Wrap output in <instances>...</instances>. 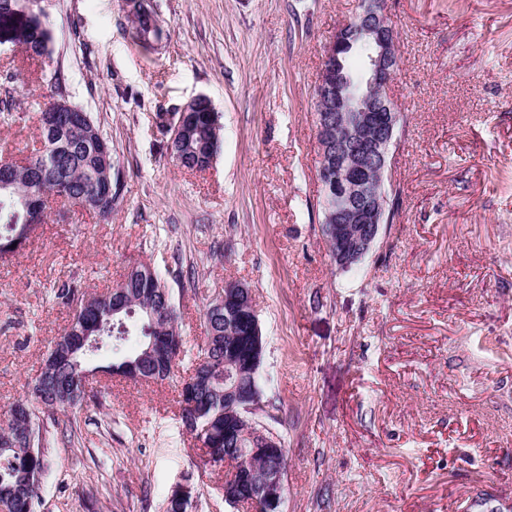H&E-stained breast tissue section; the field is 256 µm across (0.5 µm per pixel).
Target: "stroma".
<instances>
[{
	"mask_svg": "<svg viewBox=\"0 0 512 512\" xmlns=\"http://www.w3.org/2000/svg\"><path fill=\"white\" fill-rule=\"evenodd\" d=\"M161 42H133L125 0H44L50 59L21 60L20 120L36 136L42 74L112 146L108 216L51 213L0 262V413L25 396L85 291L162 270L189 353L230 281L253 291L267 340L259 421L288 451L281 512H512V0H386L405 116L392 164L399 213L360 269L332 262L317 204L315 89L323 47L360 0H150ZM207 97L218 157L179 168L162 115ZM181 384L102 387L97 409L43 416L37 512H234L224 470L179 425Z\"/></svg>",
	"mask_w": 512,
	"mask_h": 512,
	"instance_id": "1",
	"label": "stroma"
}]
</instances>
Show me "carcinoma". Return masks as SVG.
Here are the masks:
<instances>
[{
  "instance_id": "obj_1",
  "label": "carcinoma",
  "mask_w": 512,
  "mask_h": 512,
  "mask_svg": "<svg viewBox=\"0 0 512 512\" xmlns=\"http://www.w3.org/2000/svg\"><path fill=\"white\" fill-rule=\"evenodd\" d=\"M126 7L133 16V39L147 44L161 34L147 0H126ZM15 40L30 58L50 55L47 13L34 9L28 23L15 32ZM37 124L41 147H33L27 154L28 167L14 172L6 182L0 178V260L15 257L20 244L29 243L24 224L29 194L38 195L48 211L61 187L74 198L93 190H112V169L103 163L102 135L93 121L65 134L67 147L60 151L49 144L42 121ZM220 131L218 113L204 107L189 113L185 132L179 137L178 166L190 171L203 167L218 152ZM53 292L56 299L72 307L71 320L43 364L45 369H54L58 384L33 380L29 395L13 403L0 419V503L11 512H35L40 499V480L46 469L44 448L49 444L39 423L40 414L80 411L96 403L97 396L84 384L77 386L78 396L72 395L71 387L81 372L149 383L168 378L186 358L172 292L148 263L128 269L115 288L113 302L76 307V297L86 292L69 282L53 286ZM204 326L205 344L199 354L205 363L191 368L183 382L181 424L187 430L189 420H194L196 438L208 448L211 460L229 467L232 478L226 482L225 495L245 501L268 471L287 460V450L280 446L247 466L238 463L240 450L251 447L253 436L273 434L252 418L262 409L264 398L261 368L266 340L256 310L238 304L233 293L225 292L208 305ZM97 331L105 336L102 353L111 355L112 361L95 366L98 355L92 354L74 366L67 340ZM226 378L239 382L253 400V409L224 401Z\"/></svg>"
}]
</instances>
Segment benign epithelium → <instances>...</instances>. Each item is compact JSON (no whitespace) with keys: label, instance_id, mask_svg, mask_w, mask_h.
<instances>
[{"label":"benign epithelium","instance_id":"obj_1","mask_svg":"<svg viewBox=\"0 0 512 512\" xmlns=\"http://www.w3.org/2000/svg\"><path fill=\"white\" fill-rule=\"evenodd\" d=\"M32 14L30 0L0 10V24H25ZM384 0H362L358 17L340 26L324 46L316 86L317 179L322 189L325 224L322 230L336 265L346 269L362 261L375 247L381 229L383 180L392 165V137L402 113L397 111L390 88L399 57L395 30L388 24ZM362 40L377 47L365 68L368 90L358 87L342 72L340 53ZM195 98L171 115L172 136L181 131L185 116L195 111ZM79 112L61 91L50 95L41 118L54 127V112ZM357 229L347 227L350 222ZM285 492V471L268 475L253 491L251 509L273 512Z\"/></svg>","mask_w":512,"mask_h":512}]
</instances>
